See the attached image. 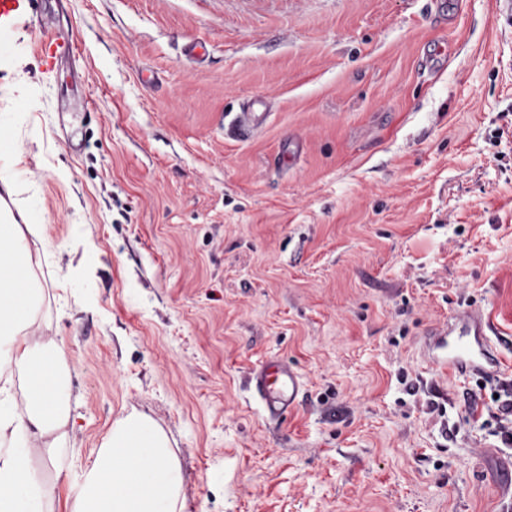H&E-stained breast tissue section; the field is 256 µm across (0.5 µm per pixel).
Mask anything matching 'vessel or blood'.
Instances as JSON below:
<instances>
[{
	"mask_svg": "<svg viewBox=\"0 0 512 512\" xmlns=\"http://www.w3.org/2000/svg\"><path fill=\"white\" fill-rule=\"evenodd\" d=\"M266 109L267 104L261 98L243 103L240 112L229 120L228 131L236 138H249L266 120ZM490 330V321L481 310L465 307L455 311L445 328L429 335L444 350L439 368L458 374H499L502 361L490 343ZM252 384L263 410L274 420L282 419L296 407L305 387L300 374L284 361H270L255 369Z\"/></svg>",
	"mask_w": 512,
	"mask_h": 512,
	"instance_id": "vessel-or-blood-1",
	"label": "vessel or blood"
}]
</instances>
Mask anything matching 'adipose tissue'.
<instances>
[{"instance_id": "ef3b65f1", "label": "adipose tissue", "mask_w": 512, "mask_h": 512, "mask_svg": "<svg viewBox=\"0 0 512 512\" xmlns=\"http://www.w3.org/2000/svg\"><path fill=\"white\" fill-rule=\"evenodd\" d=\"M36 225H0V512H50L54 488L33 458L61 469L69 406L60 371L61 347L29 344L37 292L27 234ZM24 378L14 396L10 372ZM181 474L163 432L137 415L116 421L85 472L69 512H183Z\"/></svg>"}]
</instances>
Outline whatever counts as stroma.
Masks as SVG:
<instances>
[{
	"instance_id": "stroma-1",
	"label": "stroma",
	"mask_w": 512,
	"mask_h": 512,
	"mask_svg": "<svg viewBox=\"0 0 512 512\" xmlns=\"http://www.w3.org/2000/svg\"><path fill=\"white\" fill-rule=\"evenodd\" d=\"M447 2L443 24L434 0H33L0 29V181L40 227L28 340L62 347L71 407L63 473L32 461L54 512L132 413L183 512H512L494 381L425 345L482 309L512 380V15ZM271 359L305 383L282 421L251 385ZM267 104L263 98H255L243 103L241 112L234 116L227 124L228 131L238 139H247L252 136L258 127L266 120Z\"/></svg>"
}]
</instances>
